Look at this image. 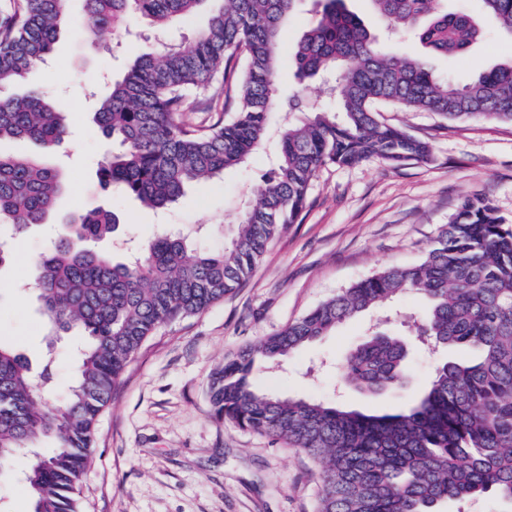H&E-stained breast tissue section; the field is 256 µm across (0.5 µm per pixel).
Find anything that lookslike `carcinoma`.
Here are the masks:
<instances>
[{
	"label": "carcinoma",
	"instance_id": "1",
	"mask_svg": "<svg viewBox=\"0 0 512 512\" xmlns=\"http://www.w3.org/2000/svg\"><path fill=\"white\" fill-rule=\"evenodd\" d=\"M80 33L93 49L105 32L139 17L162 35L206 0H83ZM207 27L159 52L143 47L112 81L94 121L120 150L99 168L143 205L165 209L188 188L244 164L265 148L278 95V37L298 0H221ZM384 27L411 35L422 56L387 53L363 20L338 0L314 11L292 53L299 76L337 74L339 109L317 107L284 125L275 162L256 201L222 247L192 232L165 233L141 256L114 262L95 243L119 217L93 208L60 225L35 262L34 282L55 333L76 330L78 373L63 400L41 405L48 381L0 343V480L24 457L31 512H78L98 420L128 363L162 325L224 300L256 270L282 226L305 207L317 171L376 159L424 160L430 147L377 119L382 105L435 112L448 121L512 122V60L465 83L438 78L429 59L463 56L483 34L478 18L443 0H371ZM484 16L512 40V0H480ZM67 0H12L0 13V85L46 65ZM233 117H188L217 75ZM68 135L63 113L37 87L0 94V141H33L52 152ZM67 191L62 171L26 154L0 153V229L19 235L48 221ZM405 293L417 295L416 343L477 352L473 364L446 360L406 407L367 413L317 400L259 393L261 361L283 360L346 320ZM409 340L371 327L348 355L340 380L370 394L401 388ZM216 416L283 440L322 465L318 512H438L492 493L512 506V224L485 198L466 199L418 265L380 271L345 289L275 335L224 362L210 387ZM53 442L50 453L42 443Z\"/></svg>",
	"mask_w": 512,
	"mask_h": 512
}]
</instances>
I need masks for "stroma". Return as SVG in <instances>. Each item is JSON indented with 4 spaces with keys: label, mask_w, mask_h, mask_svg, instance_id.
<instances>
[{
    "label": "stroma",
    "mask_w": 512,
    "mask_h": 512,
    "mask_svg": "<svg viewBox=\"0 0 512 512\" xmlns=\"http://www.w3.org/2000/svg\"><path fill=\"white\" fill-rule=\"evenodd\" d=\"M82 15V0H70L47 67L8 87L12 93L40 87L65 113L69 129L52 155L70 183L58 217L8 239L13 260L0 267V340L34 370H50L42 397L47 408L72 382L83 338L73 331L48 343L41 304L23 286L61 215L78 206L109 207L120 217L119 239L143 244L163 231L196 225L205 230L204 243L219 246L235 229L245 193L256 190L269 169V153L261 151L164 210L145 208L120 188L103 189L97 163L111 153L112 142L92 121L97 101L126 70L131 49L156 38L134 19L129 34H104L93 50L80 35ZM311 20L309 5L300 6L281 30L279 52L281 99L298 98L309 108L335 102L326 85L299 80L292 67L293 48ZM510 59L512 40L489 22L465 57L435 58L431 66L437 76L463 82ZM378 118L428 141L429 158L395 167L369 160L320 169L298 222L279 232L248 282L202 313L160 327L145 342L99 419L80 484V512H316L318 466L282 441L218 418L209 397L214 374L241 347L279 332L356 282L420 263L463 199L487 197L512 224L511 122H450L434 112L392 106ZM420 310V299L405 295L350 319L281 366L264 365L255 387L367 412L403 405L429 383L437 363L467 360L470 352L415 353L407 384L379 395L340 384L339 370L368 324L405 335Z\"/></svg>",
    "instance_id": "35a3bbf8"
}]
</instances>
